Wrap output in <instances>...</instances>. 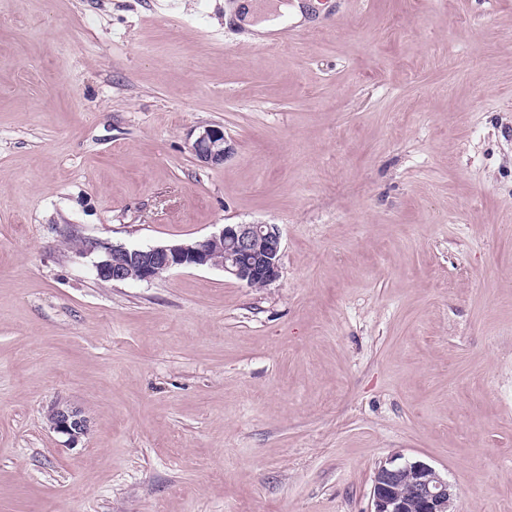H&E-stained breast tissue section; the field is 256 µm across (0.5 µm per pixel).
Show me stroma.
<instances>
[{
    "label": "stroma",
    "mask_w": 512,
    "mask_h": 512,
    "mask_svg": "<svg viewBox=\"0 0 512 512\" xmlns=\"http://www.w3.org/2000/svg\"><path fill=\"white\" fill-rule=\"evenodd\" d=\"M232 2L0 0V512H370L394 453L512 512V0ZM227 224L276 281L77 252ZM237 4L227 7L225 20L228 21L234 17L237 23L242 24L243 28L248 31L247 37L252 41H264L273 37L284 26L288 25V21L299 23L304 20V12L298 0L291 6L288 4L280 5L278 12L281 16H275L274 12H260L257 6L253 9L248 8V12L242 17L236 13ZM191 150L199 162L207 165L223 163L229 153L224 131L215 126L203 127L192 142ZM48 422L55 433L67 438L68 445L78 442L87 432V420L68 405L55 404L49 411Z\"/></svg>",
    "instance_id": "35a3bbf8"
}]
</instances>
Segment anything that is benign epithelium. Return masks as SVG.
Instances as JSON below:
<instances>
[{
    "label": "benign epithelium",
    "mask_w": 512,
    "mask_h": 512,
    "mask_svg": "<svg viewBox=\"0 0 512 512\" xmlns=\"http://www.w3.org/2000/svg\"><path fill=\"white\" fill-rule=\"evenodd\" d=\"M196 159L207 165L224 162L229 148L224 131L205 126L191 144ZM79 254L97 255L96 276L104 281H150L178 267H213L249 287H266L280 272L282 241L274 224H226L208 237L145 248H128L86 240ZM50 428L73 445L87 432L80 411L64 404L48 414ZM372 512H454L448 480L431 465L400 453L375 469L371 487Z\"/></svg>",
    "instance_id": "benign-epithelium-1"
}]
</instances>
